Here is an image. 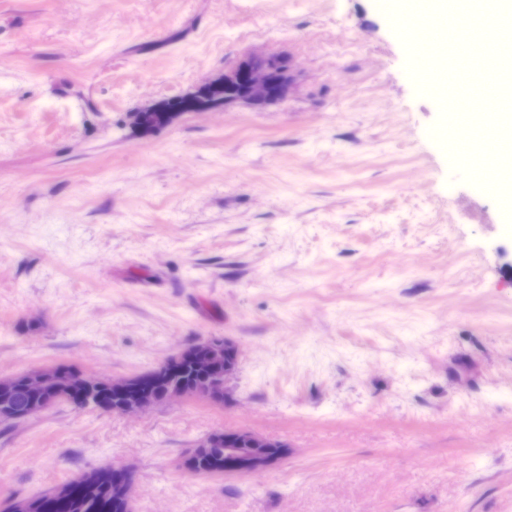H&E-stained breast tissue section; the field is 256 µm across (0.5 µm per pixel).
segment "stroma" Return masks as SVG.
Listing matches in <instances>:
<instances>
[{
	"instance_id": "1",
	"label": "stroma",
	"mask_w": 512,
	"mask_h": 512,
	"mask_svg": "<svg viewBox=\"0 0 512 512\" xmlns=\"http://www.w3.org/2000/svg\"><path fill=\"white\" fill-rule=\"evenodd\" d=\"M261 54L280 100L135 124ZM407 64L381 0H0V374L239 348L220 405L0 424V500L110 466L132 512H512V232ZM232 429L290 453L182 466Z\"/></svg>"
}]
</instances>
